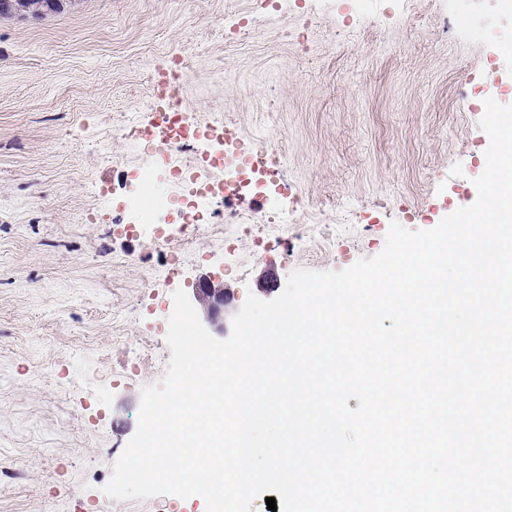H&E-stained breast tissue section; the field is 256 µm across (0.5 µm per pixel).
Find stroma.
Instances as JSON below:
<instances>
[{
    "label": "stroma",
    "mask_w": 512,
    "mask_h": 512,
    "mask_svg": "<svg viewBox=\"0 0 512 512\" xmlns=\"http://www.w3.org/2000/svg\"><path fill=\"white\" fill-rule=\"evenodd\" d=\"M501 0H65L0 18V512H206L198 496L103 492L137 428L141 388L165 372L172 294L209 278L233 294L282 293L298 268L342 271L378 255L391 222L435 227L476 199L489 137L462 93L512 104ZM182 58L190 117L277 149L278 194L215 203L262 227L223 244L217 225H140L127 202L161 131L121 135L160 106ZM306 209L299 223L272 211ZM188 254L179 278L167 250Z\"/></svg>",
    "instance_id": "obj_1"
}]
</instances>
